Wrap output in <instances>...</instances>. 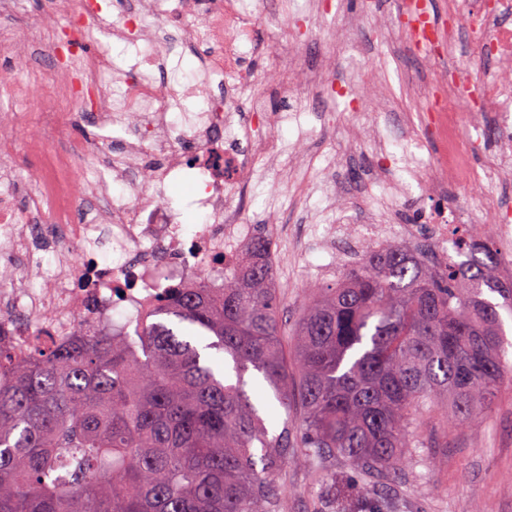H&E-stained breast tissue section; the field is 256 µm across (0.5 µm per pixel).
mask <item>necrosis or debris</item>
I'll list each match as a JSON object with an SVG mask.
<instances>
[{
	"instance_id": "necrosis-or-debris-1",
	"label": "necrosis or debris",
	"mask_w": 512,
	"mask_h": 512,
	"mask_svg": "<svg viewBox=\"0 0 512 512\" xmlns=\"http://www.w3.org/2000/svg\"><path fill=\"white\" fill-rule=\"evenodd\" d=\"M25 0H0V56H13L19 47L41 51L57 64L50 69L25 66L11 79L0 81V103L8 104V118L0 117V229H10L14 246L30 254L50 252L57 269L47 288L19 291L0 285V326L11 320L34 321L50 313L56 337L69 335L75 325L99 331L113 327L134 330L153 296L167 288L188 285L220 288L238 265L242 246L255 231L248 224L241 198L256 174L257 153H272V130L280 122L297 119L304 107L305 86L332 88L337 69L362 68L354 45L339 57L312 59L289 46L288 25L279 13L264 10L262 0H120L118 20L107 29L108 40L96 50L65 53L58 32L41 24L15 28L11 16ZM45 10L62 16L78 41H85L90 25L100 20L99 0H44ZM512 0H448V23L433 32L413 11L407 23H392L393 33L408 45H437L427 54L422 91L439 88L440 100L427 125L414 132L415 150L409 157L414 184L400 186V195L414 201L421 224H361L331 226L328 240L338 257L346 258L368 244L391 237L429 240L440 254L457 250L461 225L454 208L442 206L451 183L462 179L460 155L483 158L484 179L498 183L512 177ZM264 24L269 52L268 72L276 96L286 103L275 113L254 85L257 73L242 61L253 49L257 24ZM466 41H459V34ZM142 43L149 68L162 66L190 48L205 50L204 86L167 78L159 85L140 77H126L120 90L112 88L114 66L110 39ZM466 45L467 59L454 70L443 64L445 52ZM478 85L477 111L492 117L502 151L485 153L481 139L461 137L466 112L465 91ZM93 92V108L102 126L125 132L121 152L101 143L88 150L72 144L59 150L55 140L73 113L84 108V95ZM250 100L251 125L235 118L239 97ZM201 98L197 112L182 111L183 101ZM38 101L44 116L33 149L42 157V177L30 193L26 209H18L9 188L15 181L12 136L25 119L24 106ZM181 111V122L170 114ZM264 135H256L253 122ZM432 140L446 144L440 164L445 177L430 175L424 146ZM197 158L196 204L204 219L187 230L165 199L175 173L188 167V154ZM96 175L95 186L75 183L67 176L73 163ZM124 184L112 193L111 182ZM111 245L112 265L88 260L89 244Z\"/></svg>"
}]
</instances>
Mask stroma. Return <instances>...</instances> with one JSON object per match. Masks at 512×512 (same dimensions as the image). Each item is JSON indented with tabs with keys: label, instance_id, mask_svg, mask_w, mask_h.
<instances>
[{
	"label": "stroma",
	"instance_id": "1",
	"mask_svg": "<svg viewBox=\"0 0 512 512\" xmlns=\"http://www.w3.org/2000/svg\"><path fill=\"white\" fill-rule=\"evenodd\" d=\"M398 6L399 0H381L370 14L365 0H346L344 12L333 10L313 19L308 46L315 52L339 53L350 34L347 15L359 16L365 29H381ZM364 51L366 67L356 73L337 71L336 83L353 91L372 89L376 106L364 123L383 136L384 154L348 137L346 101L320 92L311 96L299 123L273 130L282 149L299 159L293 174L281 178L279 161L259 156L257 174L244 196L243 208L258 232L273 240L286 233L307 243L305 252L288 249L275 265L289 352L310 288L334 283L341 270L335 251L324 242L337 209L353 208L362 223L391 212L403 224L419 221L418 212L378 184L375 172L384 155L408 151L412 132L427 118L429 97L416 87L422 76L421 58L396 38L365 42ZM40 123V110L32 108L13 132L14 166L20 177L13 194L21 207L40 175V159L30 149ZM55 269L52 254L33 256L0 243V276L13 287L45 288ZM434 479L441 483V493L432 492ZM363 491L361 478L343 461L319 464L300 454L291 459L282 485L288 512H336L338 498L352 503ZM383 498L386 512H512V383L502 386L481 426L449 430L443 447L420 449L417 462L401 472Z\"/></svg>",
	"mask_w": 512,
	"mask_h": 512
}]
</instances>
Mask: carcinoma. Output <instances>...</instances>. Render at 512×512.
<instances>
[{
  "label": "carcinoma",
  "mask_w": 512,
  "mask_h": 512,
  "mask_svg": "<svg viewBox=\"0 0 512 512\" xmlns=\"http://www.w3.org/2000/svg\"><path fill=\"white\" fill-rule=\"evenodd\" d=\"M462 250L434 265L397 244L367 249L312 289L292 368L262 235L224 287L157 296L134 337L78 325L57 343L17 324L47 340L24 352L0 341V512H283L276 482L295 452L345 460L372 491L389 485L434 447L429 420L445 433L479 425L505 381L512 259L488 226ZM249 373L300 410L294 437L286 420L270 430Z\"/></svg>",
  "instance_id": "obj_1"
}]
</instances>
